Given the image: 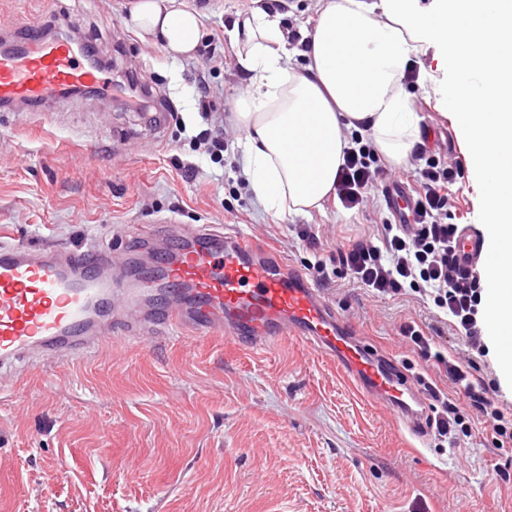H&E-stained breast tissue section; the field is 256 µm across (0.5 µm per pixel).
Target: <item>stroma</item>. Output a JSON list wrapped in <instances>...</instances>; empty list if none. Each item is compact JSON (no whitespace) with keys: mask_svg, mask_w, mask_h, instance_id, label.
I'll return each instance as SVG.
<instances>
[{"mask_svg":"<svg viewBox=\"0 0 512 512\" xmlns=\"http://www.w3.org/2000/svg\"><path fill=\"white\" fill-rule=\"evenodd\" d=\"M127 2L0 0V24L73 17L116 90L57 114L0 112V244L93 245L118 262L133 232L158 221L227 225L303 272L379 354L447 388L398 330L416 322L450 353L448 325L413 296L378 298L333 272L337 247L386 215L381 190L360 211L329 200L278 218L255 202L226 120L248 77L225 33L255 0H189L203 36L179 59L127 24ZM410 92L428 147L469 161L433 91ZM219 129L230 143L217 161L206 135ZM449 193L454 223L491 245L478 177L465 171ZM307 226L317 248L301 238ZM500 468L512 472V447H495L486 424L458 448L413 435L336 363L289 339L248 349L220 331L195 341L162 328L0 373V512H512Z\"/></svg>","mask_w":512,"mask_h":512,"instance_id":"35a3bbf8","label":"stroma"}]
</instances>
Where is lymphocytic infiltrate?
<instances>
[{
	"label": "lymphocytic infiltrate",
	"instance_id": "1",
	"mask_svg": "<svg viewBox=\"0 0 512 512\" xmlns=\"http://www.w3.org/2000/svg\"><path fill=\"white\" fill-rule=\"evenodd\" d=\"M352 145L344 153V163L336 178L335 194L345 209H361L372 189L387 174L371 143L352 135ZM413 157L416 187L413 189V221L395 223L386 218L376 234H362L347 240L336 251V270L353 283L378 296L414 294L430 304L435 319L448 323L463 344L460 358L433 351L431 339L416 322L400 327L401 335L413 343L421 356L443 366L453 391L445 393L434 383L424 388L439 437L449 443L472 438L476 420H483L494 434L496 447L512 446V406L500 402L497 380L474 373V354H485L481 310L485 285L478 268L462 263L457 251L461 225L451 223L452 204L448 187L462 177L460 158L431 154L417 145ZM466 408H459L456 397Z\"/></svg>",
	"mask_w": 512,
	"mask_h": 512
}]
</instances>
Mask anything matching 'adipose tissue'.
<instances>
[{
	"instance_id": "ef3b65f1",
	"label": "adipose tissue",
	"mask_w": 512,
	"mask_h": 512,
	"mask_svg": "<svg viewBox=\"0 0 512 512\" xmlns=\"http://www.w3.org/2000/svg\"><path fill=\"white\" fill-rule=\"evenodd\" d=\"M129 15L175 57L202 37L188 0H131ZM226 33L249 80L229 117L243 134V174L277 216L322 209L343 163V129L366 134L393 164L407 160L421 126L405 69L436 48L442 80L424 71L419 80L470 143L494 239L484 271L495 306L512 315V0H436L428 13L416 0H317L300 41L281 14L260 8Z\"/></svg>"
}]
</instances>
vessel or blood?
I'll use <instances>...</instances> for the list:
<instances>
[{
  "mask_svg": "<svg viewBox=\"0 0 512 512\" xmlns=\"http://www.w3.org/2000/svg\"><path fill=\"white\" fill-rule=\"evenodd\" d=\"M107 86L82 47L55 35L53 27L0 28V112H48L77 90ZM158 237L168 241L156 260L169 287L190 294L144 309L133 323L124 319L118 297L136 300L133 284L141 275L135 264L116 278L103 252L1 244L0 369L32 356L81 358L111 344L115 332L161 325L196 340L221 328L250 348L289 337L335 362L360 395L392 408L419 432L422 412L405 405L418 398L416 386L396 365H383L302 272L220 226L163 224L138 234L137 246L152 248ZM458 250L473 265L484 247L465 233Z\"/></svg>",
  "mask_w": 512,
  "mask_h": 512,
  "instance_id": "1",
  "label": "vessel or blood"
}]
</instances>
